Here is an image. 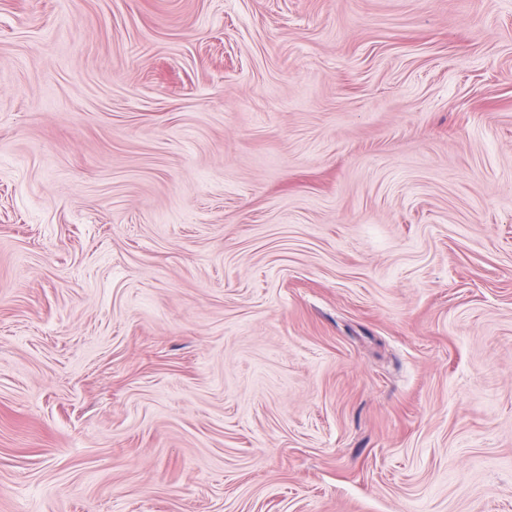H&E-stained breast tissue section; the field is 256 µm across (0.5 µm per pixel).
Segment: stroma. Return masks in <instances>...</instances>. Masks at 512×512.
I'll return each instance as SVG.
<instances>
[{"label": "stroma", "mask_w": 512, "mask_h": 512, "mask_svg": "<svg viewBox=\"0 0 512 512\" xmlns=\"http://www.w3.org/2000/svg\"><path fill=\"white\" fill-rule=\"evenodd\" d=\"M0 512H512V0H0Z\"/></svg>", "instance_id": "1"}]
</instances>
